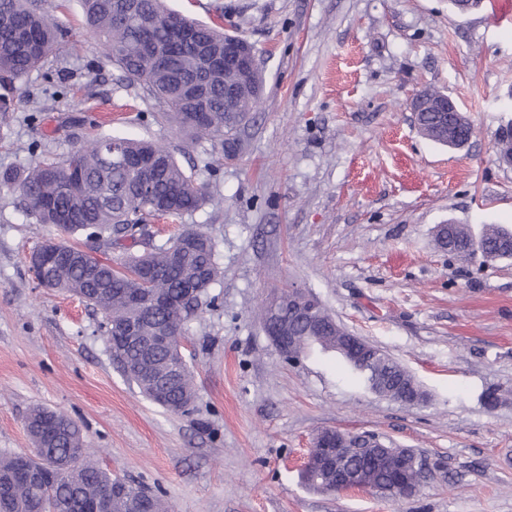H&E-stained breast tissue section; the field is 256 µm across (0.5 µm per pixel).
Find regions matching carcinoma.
<instances>
[{"instance_id":"carcinoma-1","label":"carcinoma","mask_w":512,"mask_h":512,"mask_svg":"<svg viewBox=\"0 0 512 512\" xmlns=\"http://www.w3.org/2000/svg\"><path fill=\"white\" fill-rule=\"evenodd\" d=\"M86 28L96 46L122 76L154 100L160 116L192 140L207 139L212 151L234 159L241 142L230 140L262 99V74L242 86L238 101L224 107V77L209 58L224 44L226 33L169 10L164 0H80ZM61 35L56 18L40 0H0V87L11 89L40 70L49 55L59 49ZM206 113L205 122L193 125L188 113ZM128 157L155 156L151 189L141 192L142 174L109 162L112 147ZM0 182L17 189L25 212L39 224H56L64 235L81 234L107 250L129 227L150 233L155 219L192 215L208 198L207 185L187 173L172 152L159 143L112 136L90 139L67 155H48L32 160L20 171L0 174ZM455 251H471L470 231L462 224L448 225ZM484 247L494 251L512 241V231L492 225L481 234ZM97 273L86 277L82 267L59 260L48 270L54 287L69 292L96 308L104 318L106 339L134 311L127 295L134 288L160 291L171 298L169 306L151 314V322L174 336H183L186 324L201 298L216 281L215 242L188 227L161 245L142 252H128L113 265L96 260ZM193 283L200 289L192 300L181 297V287ZM369 362L346 364L372 389L383 377L393 385L408 384L412 376L391 356L376 349ZM173 355L157 351L145 361L140 349H127L117 365L148 400L173 365ZM181 378L170 390L172 413L194 403L196 391L187 364H180ZM53 416L59 424L57 440L42 446L37 420ZM33 448L28 452L0 454V488L20 466L38 472L42 479L32 486H15L0 494V512H77V505L103 494L113 498L112 512H169L162 497L133 481L112 476L91 459L79 426L67 415L35 407L25 423ZM374 462L360 448L348 449L347 464L364 470L368 483H390L401 467L402 453L389 447Z\"/></svg>"}]
</instances>
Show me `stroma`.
<instances>
[{
  "mask_svg": "<svg viewBox=\"0 0 512 512\" xmlns=\"http://www.w3.org/2000/svg\"><path fill=\"white\" fill-rule=\"evenodd\" d=\"M50 2L68 35L0 115V172L91 136L164 144L210 199L153 224V242L197 228L221 274L186 325L193 410L167 412L118 370L98 311L36 283L29 253L60 233L0 184V453L29 450L38 405L174 512H512V401L481 399L512 388V259L485 265L436 239L451 220L512 228V166L495 154L512 129V17L494 0L466 15L448 0H166L246 38L265 79L242 154L216 165L95 49L79 0ZM427 86L467 113L464 148L421 135L409 101ZM287 288L387 352L428 404L375 395L331 353L288 363L262 322ZM327 428L415 449L428 476L398 503L310 489L302 465Z\"/></svg>",
  "mask_w": 512,
  "mask_h": 512,
  "instance_id": "1",
  "label": "stroma"
}]
</instances>
